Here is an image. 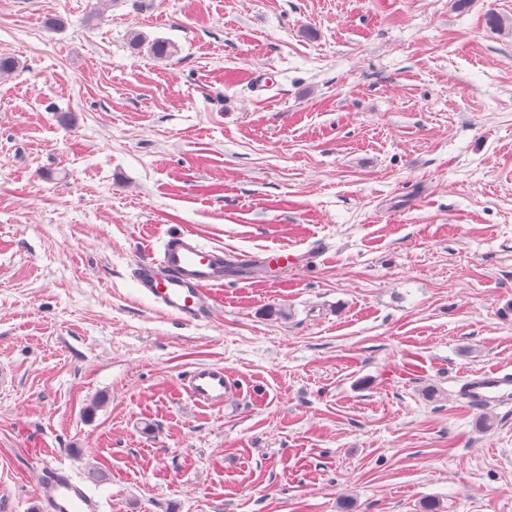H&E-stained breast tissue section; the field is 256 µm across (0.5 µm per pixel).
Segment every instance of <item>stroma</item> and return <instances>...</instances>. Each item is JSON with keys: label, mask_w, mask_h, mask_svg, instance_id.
Listing matches in <instances>:
<instances>
[{"label": "stroma", "mask_w": 512, "mask_h": 512, "mask_svg": "<svg viewBox=\"0 0 512 512\" xmlns=\"http://www.w3.org/2000/svg\"><path fill=\"white\" fill-rule=\"evenodd\" d=\"M95 2L0 0V512L59 458L107 512H512L455 394L512 370V0ZM185 230L297 260L189 325L134 277ZM231 387L230 378L225 375L223 367L217 365H198L184 379L186 393L201 404H223Z\"/></svg>", "instance_id": "stroma-1"}]
</instances>
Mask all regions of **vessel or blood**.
Segmentation results:
<instances>
[{
    "label": "vessel or blood",
    "mask_w": 512,
    "mask_h": 512,
    "mask_svg": "<svg viewBox=\"0 0 512 512\" xmlns=\"http://www.w3.org/2000/svg\"><path fill=\"white\" fill-rule=\"evenodd\" d=\"M136 281L164 312L190 324L213 306L211 288L224 281V252L201 243L194 233L182 232L164 240L158 253L137 269ZM231 387L230 378L217 365H198L184 379L186 393L201 404H223ZM459 395L474 411L512 407V371L466 373ZM38 498L43 512H102L104 507L102 499L62 463L44 468Z\"/></svg>",
    "instance_id": "b4317fda"
}]
</instances>
